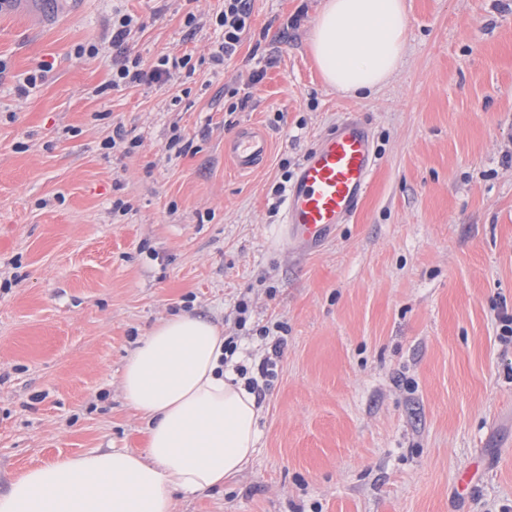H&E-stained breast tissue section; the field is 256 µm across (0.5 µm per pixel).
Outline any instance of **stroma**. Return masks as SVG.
Here are the masks:
<instances>
[{"label":"stroma","mask_w":512,"mask_h":512,"mask_svg":"<svg viewBox=\"0 0 512 512\" xmlns=\"http://www.w3.org/2000/svg\"><path fill=\"white\" fill-rule=\"evenodd\" d=\"M26 3L0 10V493L72 454L142 450L125 360L191 311L252 361L262 327L286 343L249 465L175 512H512V0H405L404 58L360 99L310 53L323 0H255L223 67L221 32L185 17L224 0ZM118 10L142 23L132 54H188L194 74L109 89ZM351 114L378 158L359 209L289 243L272 188ZM118 127L139 146L104 148ZM250 127L271 148L241 173L224 142Z\"/></svg>","instance_id":"1"}]
</instances>
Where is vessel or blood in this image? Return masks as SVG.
<instances>
[{"label":"vessel or blood","instance_id":"1","mask_svg":"<svg viewBox=\"0 0 512 512\" xmlns=\"http://www.w3.org/2000/svg\"><path fill=\"white\" fill-rule=\"evenodd\" d=\"M268 152L266 137L249 128L224 143L225 155L241 172L254 170ZM374 167L367 131L356 118L345 119L305 159L286 193L289 238L306 245L348 222L368 188Z\"/></svg>","mask_w":512,"mask_h":512}]
</instances>
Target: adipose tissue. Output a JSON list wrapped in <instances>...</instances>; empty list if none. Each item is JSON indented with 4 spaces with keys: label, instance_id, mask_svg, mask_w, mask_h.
<instances>
[{
    "label": "adipose tissue",
    "instance_id": "ef3b65f1",
    "mask_svg": "<svg viewBox=\"0 0 512 512\" xmlns=\"http://www.w3.org/2000/svg\"><path fill=\"white\" fill-rule=\"evenodd\" d=\"M403 0H325L310 48L329 85L373 93L406 50ZM224 330L191 312L160 321L129 355L121 391L144 424V451H96L30 469L0 512H174V493L223 486L249 464L263 414L224 367Z\"/></svg>",
    "mask_w": 512,
    "mask_h": 512
}]
</instances>
